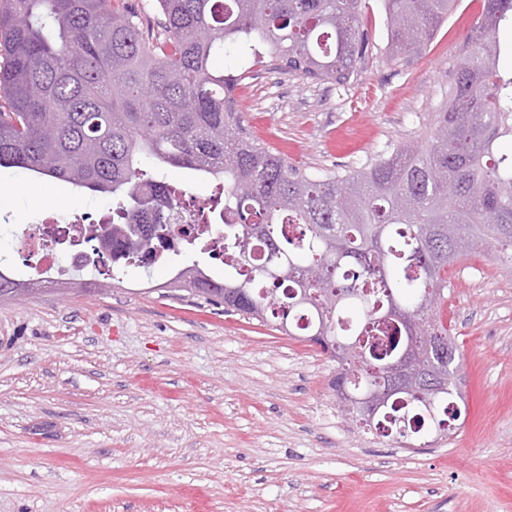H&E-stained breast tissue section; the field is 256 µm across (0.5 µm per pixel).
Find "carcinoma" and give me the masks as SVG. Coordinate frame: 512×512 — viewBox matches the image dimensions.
Segmentation results:
<instances>
[{
    "mask_svg": "<svg viewBox=\"0 0 512 512\" xmlns=\"http://www.w3.org/2000/svg\"><path fill=\"white\" fill-rule=\"evenodd\" d=\"M363 0H156L144 24L122 0H0V168H19L112 196V248L147 268L156 254L118 229L133 195L165 208L167 166L224 187V279L193 258L190 236L167 288L224 311L309 335L336 362L332 390L358 395L393 372L410 326L449 347L424 355L445 378L399 394L364 428L403 448L449 434L466 400L455 338L441 319L448 268L477 251L512 272V72L500 70V29L512 0H483L470 54L448 107L424 139L359 169L301 172L249 137L231 107L238 79L224 44L267 54L269 66L342 85L366 60ZM393 58L431 40L457 0H382ZM165 243L167 224L143 226ZM434 296L437 305L420 301Z\"/></svg>",
    "mask_w": 512,
    "mask_h": 512,
    "instance_id": "obj_1",
    "label": "carcinoma"
}]
</instances>
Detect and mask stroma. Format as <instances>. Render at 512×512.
Wrapping results in <instances>:
<instances>
[{"mask_svg": "<svg viewBox=\"0 0 512 512\" xmlns=\"http://www.w3.org/2000/svg\"><path fill=\"white\" fill-rule=\"evenodd\" d=\"M483 0H458L420 49L389 58L381 0L344 85L261 67L236 91L245 134L301 172H341L429 133L447 108ZM0 264L18 225L65 190L96 220L104 195L0 172ZM167 262L106 293L45 288L0 304V512H512V274L473 254L448 271L443 318L467 410L424 448L351 426L336 364L272 326L172 292Z\"/></svg>", "mask_w": 512, "mask_h": 512, "instance_id": "35a3bbf8", "label": "stroma"}]
</instances>
